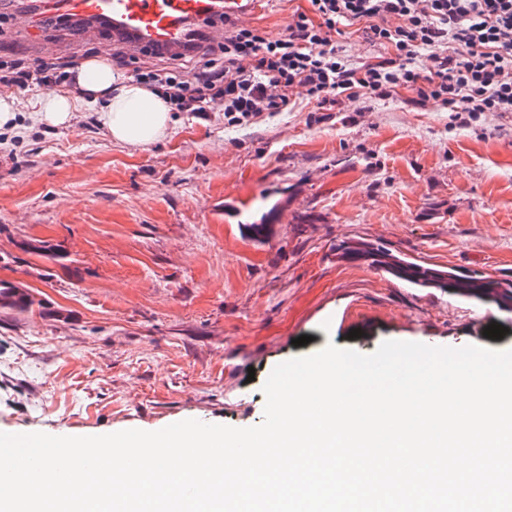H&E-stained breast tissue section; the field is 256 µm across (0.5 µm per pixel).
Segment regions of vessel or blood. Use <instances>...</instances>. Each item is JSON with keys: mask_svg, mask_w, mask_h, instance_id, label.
Here are the masks:
<instances>
[{"mask_svg": "<svg viewBox=\"0 0 512 512\" xmlns=\"http://www.w3.org/2000/svg\"><path fill=\"white\" fill-rule=\"evenodd\" d=\"M263 0H42L45 18L64 24L107 25L113 39L134 51H187L194 26L206 24L210 38L224 36V19H245Z\"/></svg>", "mask_w": 512, "mask_h": 512, "instance_id": "vessel-or-blood-1", "label": "vessel or blood"}]
</instances>
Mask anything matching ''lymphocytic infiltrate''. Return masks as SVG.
I'll return each mask as SVG.
<instances>
[{
    "label": "lymphocytic infiltrate",
    "mask_w": 512,
    "mask_h": 512,
    "mask_svg": "<svg viewBox=\"0 0 512 512\" xmlns=\"http://www.w3.org/2000/svg\"><path fill=\"white\" fill-rule=\"evenodd\" d=\"M307 2L285 30L230 20L223 43L195 45L132 75L176 111L220 110L231 126L291 110L295 88L317 112L399 87L448 109L461 126L512 112V0ZM354 25L379 56L356 62L344 54L338 39ZM67 78L52 63L0 65L1 86L50 88Z\"/></svg>",
    "instance_id": "lymphocytic-infiltrate-1"
}]
</instances>
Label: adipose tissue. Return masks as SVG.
<instances>
[{
    "mask_svg": "<svg viewBox=\"0 0 512 512\" xmlns=\"http://www.w3.org/2000/svg\"><path fill=\"white\" fill-rule=\"evenodd\" d=\"M74 89L38 100L39 122L55 127L71 124L87 106L100 109V119L114 142L146 147L163 140L171 128V108L161 97L112 67L103 56L86 59L76 70Z\"/></svg>",
    "mask_w": 512,
    "mask_h": 512,
    "instance_id": "1",
    "label": "adipose tissue"
}]
</instances>
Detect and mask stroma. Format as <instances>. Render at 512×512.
I'll return each instance as SVG.
<instances>
[{
  "mask_svg": "<svg viewBox=\"0 0 512 512\" xmlns=\"http://www.w3.org/2000/svg\"><path fill=\"white\" fill-rule=\"evenodd\" d=\"M0 12L2 60L73 70L112 51L102 27H38L31 0ZM42 93L15 92L16 126L0 129V282L35 299L0 309L1 433L255 426L271 371L330 344L512 350V307L336 258L360 235L429 267L512 278V115L461 127L401 90L320 122L297 92L291 111L242 127L176 112L166 138L131 147L94 111L35 122ZM263 219L259 242L246 227Z\"/></svg>",
  "mask_w": 512,
  "mask_h": 512,
  "instance_id": "stroma-1",
  "label": "stroma"
}]
</instances>
